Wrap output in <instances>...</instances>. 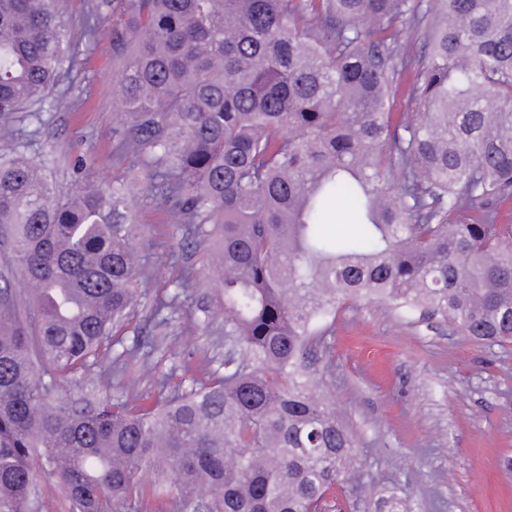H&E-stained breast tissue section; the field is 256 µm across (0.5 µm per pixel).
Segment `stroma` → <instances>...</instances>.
<instances>
[{
  "instance_id": "35a3bbf8",
  "label": "stroma",
  "mask_w": 512,
  "mask_h": 512,
  "mask_svg": "<svg viewBox=\"0 0 512 512\" xmlns=\"http://www.w3.org/2000/svg\"><path fill=\"white\" fill-rule=\"evenodd\" d=\"M112 10L104 8L94 39L73 45L74 62L62 71L39 111L13 118L23 151L41 164L50 182L71 189L87 183L125 184L137 223L150 227L143 251L153 277L119 330L122 352L136 338L153 336L148 356L153 375L130 369L114 379L108 367L91 364L57 383L63 396L91 385L154 394V376L170 375L191 385L186 361L220 371L224 333L220 325L188 333L204 318L211 288L208 250L185 245L189 225L168 224L140 184L126 183L112 160L118 126L113 91ZM195 268L196 291L179 316L155 326L150 307L178 290L182 267ZM325 360L311 366L336 399L360 444L364 485L353 493L350 512H377L392 490L409 497L412 512H512V343H478L439 318L402 317L392 304L356 300L324 337Z\"/></svg>"
}]
</instances>
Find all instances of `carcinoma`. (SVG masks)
I'll return each mask as SVG.
<instances>
[{
    "label": "carcinoma",
    "instance_id": "cac0c4a2",
    "mask_svg": "<svg viewBox=\"0 0 512 512\" xmlns=\"http://www.w3.org/2000/svg\"><path fill=\"white\" fill-rule=\"evenodd\" d=\"M112 5L113 160L213 253L205 323L224 372L149 402L51 397L112 355L148 283L120 188L50 184L10 119L71 62L62 0H0V512H34L40 476L71 512H336L358 442L307 371L350 297L512 341V0H98ZM405 28L426 51L407 48ZM414 107L395 114L403 75ZM344 201L355 230L328 233ZM152 306L156 326L196 287Z\"/></svg>",
    "mask_w": 512,
    "mask_h": 512
}]
</instances>
